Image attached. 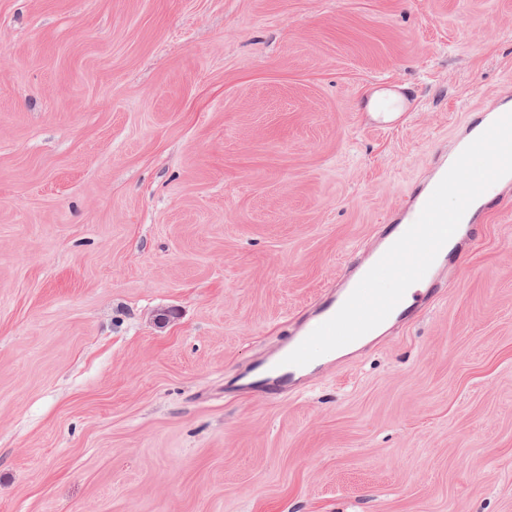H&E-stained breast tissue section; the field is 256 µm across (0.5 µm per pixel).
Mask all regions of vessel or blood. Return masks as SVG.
<instances>
[{
	"label": "vessel or blood",
	"mask_w": 512,
	"mask_h": 512,
	"mask_svg": "<svg viewBox=\"0 0 512 512\" xmlns=\"http://www.w3.org/2000/svg\"><path fill=\"white\" fill-rule=\"evenodd\" d=\"M512 112V93L501 94L497 106L469 121L463 137L457 140L449 154L456 159L465 147L503 115ZM448 170L447 163L439 164L431 179L413 191L405 204L389 218L377 235L376 245L363 258L350 264L335 288L324 292L311 305L302 309L294 318L288 336L270 355L258 360L245 372L241 386L244 390L260 395L284 396L303 388L319 370L330 363V355H322L304 366L285 364L289 355L316 327L333 317L341 308L363 276L381 259L390 246L417 220L434 188ZM512 197V175L501 178L480 195L467 209L461 223L439 251L425 276L408 288L403 299L390 315L376 328L356 341L338 348L337 355L347 356L367 346L386 333L394 324L409 321L424 306L431 304L443 291L444 273L455 265V258L464 249L481 239L480 221L493 204L503 203Z\"/></svg>",
	"instance_id": "1"
}]
</instances>
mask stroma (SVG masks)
<instances>
[{"label": "stroma", "instance_id": "obj_1", "mask_svg": "<svg viewBox=\"0 0 512 512\" xmlns=\"http://www.w3.org/2000/svg\"><path fill=\"white\" fill-rule=\"evenodd\" d=\"M507 83L512 0H0V512H512V208L335 373L236 384Z\"/></svg>", "mask_w": 512, "mask_h": 512}]
</instances>
